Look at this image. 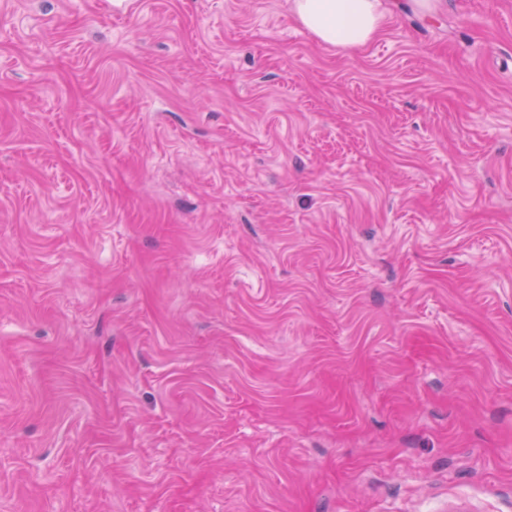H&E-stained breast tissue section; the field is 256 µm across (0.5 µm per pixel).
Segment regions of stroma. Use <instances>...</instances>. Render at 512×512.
Segmentation results:
<instances>
[{"label": "stroma", "instance_id": "obj_1", "mask_svg": "<svg viewBox=\"0 0 512 512\" xmlns=\"http://www.w3.org/2000/svg\"><path fill=\"white\" fill-rule=\"evenodd\" d=\"M0 0V512H512V0ZM297 22L321 44L362 48L384 21L380 0H290Z\"/></svg>", "mask_w": 512, "mask_h": 512}]
</instances>
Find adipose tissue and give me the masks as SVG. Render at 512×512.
I'll use <instances>...</instances> for the list:
<instances>
[{
  "label": "adipose tissue",
  "instance_id": "adipose-tissue-1",
  "mask_svg": "<svg viewBox=\"0 0 512 512\" xmlns=\"http://www.w3.org/2000/svg\"><path fill=\"white\" fill-rule=\"evenodd\" d=\"M380 0H290L297 22L321 44L364 47L384 21Z\"/></svg>",
  "mask_w": 512,
  "mask_h": 512
}]
</instances>
